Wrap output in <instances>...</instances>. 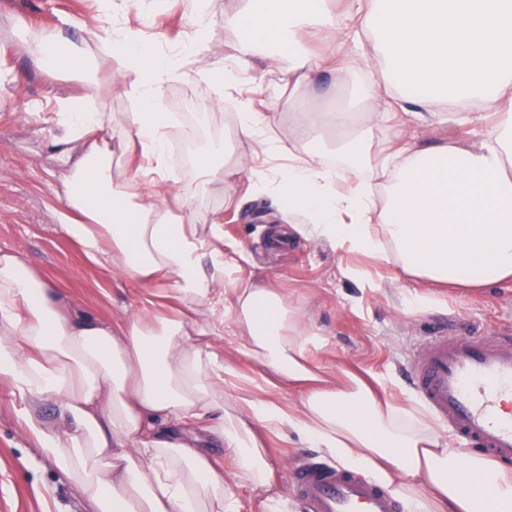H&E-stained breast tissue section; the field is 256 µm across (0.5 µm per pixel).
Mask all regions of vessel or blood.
Returning <instances> with one entry per match:
<instances>
[{
	"label": "vessel or blood",
	"mask_w": 512,
	"mask_h": 512,
	"mask_svg": "<svg viewBox=\"0 0 512 512\" xmlns=\"http://www.w3.org/2000/svg\"><path fill=\"white\" fill-rule=\"evenodd\" d=\"M409 378L440 422L495 461L512 462V417L496 408L512 392L511 329L482 339L435 332ZM289 479L306 512H404L394 490L353 471L313 463Z\"/></svg>",
	"instance_id": "vessel-or-blood-1"
}]
</instances>
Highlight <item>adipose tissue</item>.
<instances>
[{
  "label": "adipose tissue",
  "mask_w": 512,
  "mask_h": 512,
  "mask_svg": "<svg viewBox=\"0 0 512 512\" xmlns=\"http://www.w3.org/2000/svg\"><path fill=\"white\" fill-rule=\"evenodd\" d=\"M231 28L252 21L276 43L299 44L315 29L357 49L372 38L376 55L398 81L418 89L417 102L474 100L479 112L453 122L492 125L485 138L425 150L402 147L393 169L367 158L356 122L370 126L387 113L363 116L340 109L323 115L340 135L351 169H334L317 146L315 124L298 114L293 141L304 158L274 173L231 149L223 159L199 155L201 175H248L255 189L275 191L285 217L303 218L317 236L362 254L391 252L401 268L437 282L481 286L512 279V0H350L344 29L330 0H230ZM346 19V20H347ZM123 58L124 86L140 109L126 122L150 177L135 193L114 185L112 151L92 139L104 131L100 112L73 102L62 113L69 167L62 182L60 228L92 262L135 279L168 285L174 306L104 323L76 310L69 297L32 269L24 254H0V381L23 407L27 430L43 454L85 495L90 512H238L224 487V468L183 439L202 426L235 460L237 478L265 486L272 467L253 424L294 430L342 464L373 472L403 495L425 489L421 512H512V470L449 447L412 414L375 397L358 375L314 366L309 339L284 289L235 284L232 306L220 283L227 262L224 226L198 231L187 190L166 176L168 117L155 104L156 80L177 61L161 58L133 36L109 43ZM32 53L74 75L90 60L80 48L40 34ZM387 186H380V178ZM212 274H205L202 260ZM232 323L249 356L302 392L299 404L239 397L224 406V389L240 375L214 344ZM56 401L62 424L46 427L44 403Z\"/></svg>",
  "instance_id": "adipose-tissue-1"
}]
</instances>
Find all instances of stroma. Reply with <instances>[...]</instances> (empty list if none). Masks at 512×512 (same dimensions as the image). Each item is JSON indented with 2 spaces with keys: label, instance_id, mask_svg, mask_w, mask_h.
Listing matches in <instances>:
<instances>
[{
  "label": "stroma",
  "instance_id": "1",
  "mask_svg": "<svg viewBox=\"0 0 512 512\" xmlns=\"http://www.w3.org/2000/svg\"><path fill=\"white\" fill-rule=\"evenodd\" d=\"M226 5V0H202L192 11L186 0H114L109 7L102 0H0V253L22 252L50 285L102 321L138 313L142 289L89 261L61 231L62 203L53 189L68 174L55 149L65 133L57 118L64 101L88 99L103 112L113 172L131 174L143 163L123 121L137 102L119 80L122 62L103 51L108 31L140 34L160 54L178 56L180 68L163 77L156 102L162 111L192 115L191 136L200 152L220 156L232 145L251 153L254 143L241 134L236 118L245 111L269 116L267 137L303 154L302 146L288 141L296 114L319 116L326 98L334 95L345 107L365 111L375 81L390 86L379 109L392 118L365 132V151L372 159L401 145L427 148L450 140L465 145L488 133L483 126L414 118L412 89L395 84L371 57L346 47L341 50L346 65L336 72L295 68V56L286 49L264 60L262 50L248 49L246 37L226 27ZM201 15L211 28L197 53L192 42ZM44 29L97 57L100 68L93 80L72 78L34 60L23 33ZM235 56L243 59L240 84L216 83L210 69ZM181 132V123L173 122L168 167L173 179L194 192L193 220L201 229L222 220L225 245L240 251L224 268L225 302H232L231 288L240 281L282 285L306 334L317 343L312 355L320 365L358 372L378 390L396 394L402 406L418 410L422 404L405 371L434 328L476 336L512 328V281L478 290L451 288L293 229L287 247L272 248L268 229L283 222L276 199L253 189L244 176L228 183L187 170L180 161ZM217 345L255 396L297 404L294 390L266 384V370L244 355L241 337L228 333ZM263 443L273 469L269 491L240 482L232 461L211 440H202L201 447L223 460L225 484L239 512H301L291 495L289 471L308 462L333 466L336 458L294 432L264 434ZM0 512H88L84 495L44 456L24 426L19 401L1 384Z\"/></svg>",
  "mask_w": 512,
  "mask_h": 512
}]
</instances>
